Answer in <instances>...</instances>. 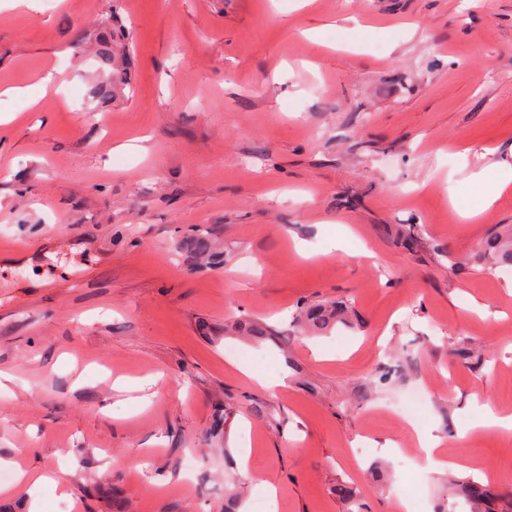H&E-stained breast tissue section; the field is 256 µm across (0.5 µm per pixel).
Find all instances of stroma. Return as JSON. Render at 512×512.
<instances>
[{
	"label": "stroma",
	"mask_w": 512,
	"mask_h": 512,
	"mask_svg": "<svg viewBox=\"0 0 512 512\" xmlns=\"http://www.w3.org/2000/svg\"><path fill=\"white\" fill-rule=\"evenodd\" d=\"M106 22L132 86L101 101ZM501 162L512 0H0V458L51 477L0 512H267L261 472L279 512L512 487L473 426L512 415V273L479 256L512 188L455 208ZM331 302L350 325L297 322ZM420 432L467 468H421Z\"/></svg>",
	"instance_id": "obj_1"
}]
</instances>
